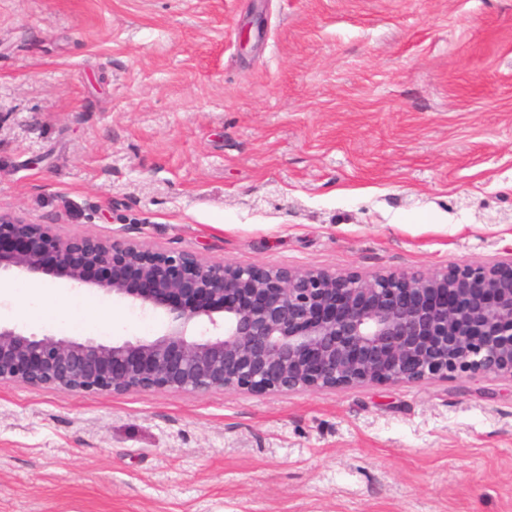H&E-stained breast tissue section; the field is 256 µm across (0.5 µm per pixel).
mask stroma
Listing matches in <instances>:
<instances>
[{
  "mask_svg": "<svg viewBox=\"0 0 512 512\" xmlns=\"http://www.w3.org/2000/svg\"><path fill=\"white\" fill-rule=\"evenodd\" d=\"M0 212L215 262L512 254V0H0ZM27 334L151 340L61 280ZM0 512H512V381L0 383Z\"/></svg>",
  "mask_w": 512,
  "mask_h": 512,
  "instance_id": "stroma-1",
  "label": "stroma"
}]
</instances>
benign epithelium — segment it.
I'll return each mask as SVG.
<instances>
[{
	"label": "benign epithelium",
	"mask_w": 512,
	"mask_h": 512,
	"mask_svg": "<svg viewBox=\"0 0 512 512\" xmlns=\"http://www.w3.org/2000/svg\"><path fill=\"white\" fill-rule=\"evenodd\" d=\"M89 285L168 323L106 345L0 326V382L69 392L288 393L512 379V256L435 272L362 275L212 262L0 214V272Z\"/></svg>",
	"instance_id": "1"
}]
</instances>
